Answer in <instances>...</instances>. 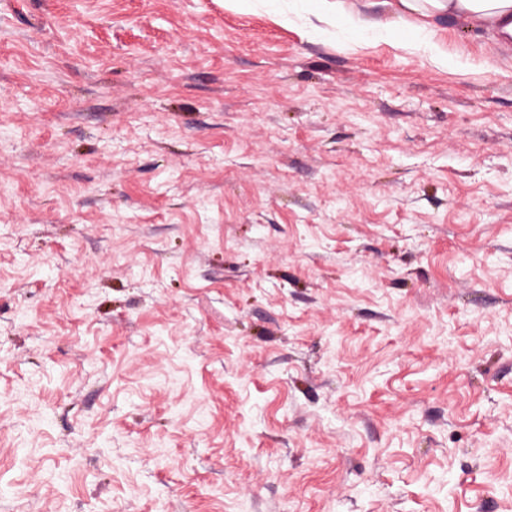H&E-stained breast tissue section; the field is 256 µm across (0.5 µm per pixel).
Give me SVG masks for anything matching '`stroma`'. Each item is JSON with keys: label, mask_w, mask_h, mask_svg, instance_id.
I'll return each instance as SVG.
<instances>
[{"label": "stroma", "mask_w": 512, "mask_h": 512, "mask_svg": "<svg viewBox=\"0 0 512 512\" xmlns=\"http://www.w3.org/2000/svg\"><path fill=\"white\" fill-rule=\"evenodd\" d=\"M397 0H0V512H512V44Z\"/></svg>", "instance_id": "stroma-1"}]
</instances>
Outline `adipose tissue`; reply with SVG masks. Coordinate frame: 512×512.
I'll return each instance as SVG.
<instances>
[{"label": "adipose tissue", "mask_w": 512, "mask_h": 512, "mask_svg": "<svg viewBox=\"0 0 512 512\" xmlns=\"http://www.w3.org/2000/svg\"><path fill=\"white\" fill-rule=\"evenodd\" d=\"M399 7L424 17L453 14L501 39L512 38V0H399Z\"/></svg>", "instance_id": "adipose-tissue-1"}]
</instances>
